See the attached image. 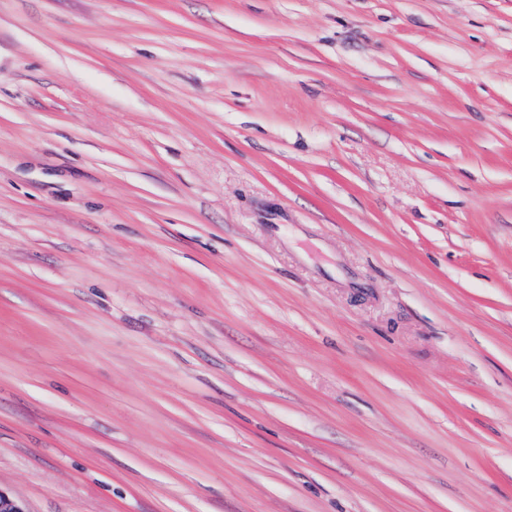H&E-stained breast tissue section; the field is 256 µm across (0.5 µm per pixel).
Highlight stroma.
<instances>
[{
	"label": "stroma",
	"mask_w": 512,
	"mask_h": 512,
	"mask_svg": "<svg viewBox=\"0 0 512 512\" xmlns=\"http://www.w3.org/2000/svg\"><path fill=\"white\" fill-rule=\"evenodd\" d=\"M0 490L512 512V0H0Z\"/></svg>",
	"instance_id": "stroma-1"
}]
</instances>
